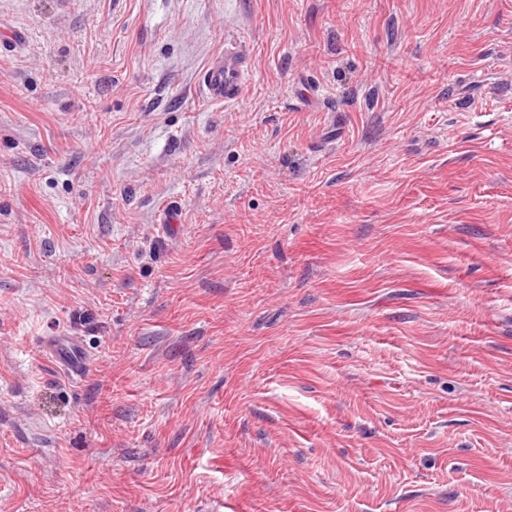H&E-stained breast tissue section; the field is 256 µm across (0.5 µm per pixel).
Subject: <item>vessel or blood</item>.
I'll return each mask as SVG.
<instances>
[{
    "label": "vessel or blood",
    "instance_id": "vessel-or-blood-1",
    "mask_svg": "<svg viewBox=\"0 0 512 512\" xmlns=\"http://www.w3.org/2000/svg\"><path fill=\"white\" fill-rule=\"evenodd\" d=\"M250 47L237 42L214 57L201 76V87L211 100L230 104L239 100L250 79L248 58ZM45 354L70 377L82 376L87 366V355L79 337L69 333L49 338L43 344Z\"/></svg>",
    "mask_w": 512,
    "mask_h": 512
}]
</instances>
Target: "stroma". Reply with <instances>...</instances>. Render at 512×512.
<instances>
[{"label": "stroma", "instance_id": "stroma-1", "mask_svg": "<svg viewBox=\"0 0 512 512\" xmlns=\"http://www.w3.org/2000/svg\"><path fill=\"white\" fill-rule=\"evenodd\" d=\"M0 512H512V0H0ZM249 55L250 46L245 42L224 47V54L214 57L202 73L204 94L224 104L239 100L250 79ZM43 352L72 378L81 377L87 366V355L78 336L63 333L44 342Z\"/></svg>", "mask_w": 512, "mask_h": 512}]
</instances>
